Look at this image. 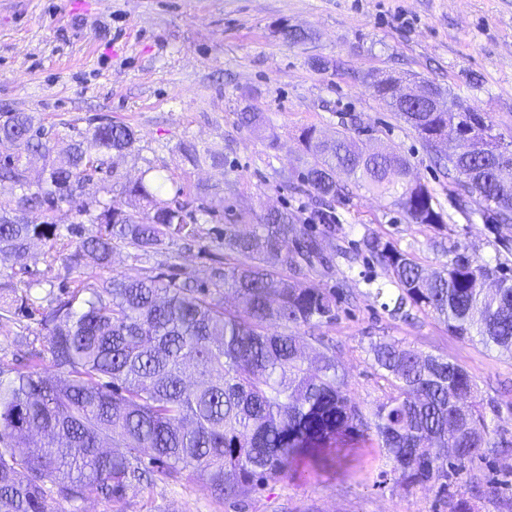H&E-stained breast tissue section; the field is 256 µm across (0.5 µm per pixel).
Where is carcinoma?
I'll list each match as a JSON object with an SVG mask.
<instances>
[{"label": "carcinoma", "instance_id": "cac0c4a2", "mask_svg": "<svg viewBox=\"0 0 512 512\" xmlns=\"http://www.w3.org/2000/svg\"><path fill=\"white\" fill-rule=\"evenodd\" d=\"M280 32L289 45L309 39L303 29L285 25ZM446 97V112H408L394 100L390 106L454 173L456 191L493 236L498 260L456 246L430 276L413 254L380 235H366L361 251L396 287L393 314L406 321L432 315L453 336L511 352L506 257L512 239L501 229L512 226V182L501 183L499 172L512 168V142L494 133L481 112L453 123L458 97ZM474 129L486 134L489 149L442 151L443 134L463 138ZM18 141L46 160L35 186L10 153ZM135 141L129 126L99 117L56 160L31 113H5L0 184L16 193L0 197V259L24 267L31 243L41 240L71 271L88 258L104 269L119 246L138 260L165 242L197 240L193 210L210 212L223 201L195 208L181 188L163 200L165 179H140L124 185L140 206L128 213L112 210L94 191L104 157L132 150ZM301 141L312 156L301 181L322 202L306 223L274 209L260 215L250 233L224 225L219 243L228 262L204 278L113 276L92 287L80 281L41 314L44 339L28 342L26 361L0 362V512H67L89 497L124 502L150 471L178 481L190 470L218 498L237 499L303 459L320 461L327 448L371 438L407 489L434 488L445 500L465 464L483 458L487 448L512 446L502 434L492 439L498 427L476 403L477 384L445 355H417L385 338L370 342L384 396L368 411L350 400L329 349L304 355L300 335L332 324L343 295L309 280L311 272L332 268L326 249L340 228L329 202L347 190L335 169H345L356 185L396 195L411 224L436 226L441 214L427 186L409 179L406 159L365 155L346 131L323 141L308 129ZM77 196L85 200L73 223L94 224L97 231L72 249L61 239L56 213ZM33 210L44 214L41 223L27 219ZM38 284L0 273V319L32 315L31 290ZM226 293L236 298L235 307L224 306ZM46 359L57 374L39 371Z\"/></svg>", "mask_w": 512, "mask_h": 512}]
</instances>
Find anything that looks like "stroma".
<instances>
[{"mask_svg": "<svg viewBox=\"0 0 512 512\" xmlns=\"http://www.w3.org/2000/svg\"><path fill=\"white\" fill-rule=\"evenodd\" d=\"M306 30V44L288 45L282 25ZM409 88L428 79L486 113L512 140V0H0V113L28 112L69 139L104 114L130 126V153L108 164L122 180L160 176L190 196L220 198L224 207L201 223V236L177 261L180 271L204 275L223 259L213 237L244 215L267 209L310 214L312 199L299 191L311 162L304 130L322 136L356 130L367 152L405 157L410 176L435 196L444 226L434 231L408 223L393 197L354 190L336 203L340 235L354 246L369 233L391 238L428 271L447 261L453 246L483 259L496 251L480 219L455 197L453 183L417 133L373 92V76ZM261 112L258 129L240 125L245 108ZM196 149L188 159L186 147ZM26 265L37 274V308H48L77 281L99 284L92 261L71 271L51 261L43 242ZM323 287L353 293L322 336L336 346V361L357 405L382 391L367 349L394 339L418 353L443 354L476 382L483 403L512 439V354L448 334L430 316L396 319L375 296L387 283L382 267L336 257ZM507 478L497 492L475 491L490 472ZM455 488L471 512H512V447L492 448L486 462L467 468ZM77 512H449L434 491L397 482L381 448L357 443L346 457L269 480L238 502L216 500L191 476L144 485L124 503L90 498Z\"/></svg>", "mask_w": 512, "mask_h": 512, "instance_id": "1", "label": "stroma"}]
</instances>
